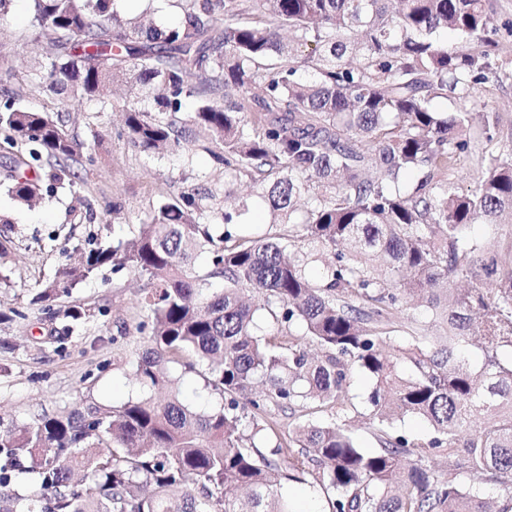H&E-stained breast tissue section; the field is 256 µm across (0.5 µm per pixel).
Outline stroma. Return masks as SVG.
I'll use <instances>...</instances> for the list:
<instances>
[{
	"label": "stroma",
	"mask_w": 512,
	"mask_h": 512,
	"mask_svg": "<svg viewBox=\"0 0 512 512\" xmlns=\"http://www.w3.org/2000/svg\"><path fill=\"white\" fill-rule=\"evenodd\" d=\"M488 6L501 77L477 85L475 97L501 116L502 132L492 150L512 154V0H488ZM32 11L33 0H14L9 19L0 24V67L10 71L0 77V99L9 95L33 110L63 112L68 129L85 149L83 158L72 166L76 183L43 194L30 206L9 194L6 179L10 172H25L26 151L0 149V243L7 247L4 262L12 270L10 286L0 288V308L20 312L0 324V421L7 424L90 398L117 406L135 395L138 386L129 362L143 349L136 330L142 320L143 278L107 270L48 309L31 304V295L58 268L77 261L75 245L124 236L129 224L183 178H193L205 188L224 187V176L214 170L204 141L189 143L176 154L145 156L133 149L123 132L119 116L123 99L61 102L33 80V73L47 63L50 47L31 35ZM85 199L93 204L96 221L86 219L81 205ZM116 204L123 218L119 224L112 220ZM75 303L93 308L95 316L75 327L64 350H56L47 340L49 330L66 325L64 313ZM370 387L363 372L351 371L354 406L347 425L368 450L378 446L365 403Z\"/></svg>",
	"instance_id": "1"
}]
</instances>
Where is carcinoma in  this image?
<instances>
[{
	"label": "carcinoma",
	"mask_w": 512,
	"mask_h": 512,
	"mask_svg": "<svg viewBox=\"0 0 512 512\" xmlns=\"http://www.w3.org/2000/svg\"><path fill=\"white\" fill-rule=\"evenodd\" d=\"M33 2L32 32L52 49L47 90L91 99L125 86L124 130L146 155L204 133L225 206L197 188L169 193L126 238L82 249L41 283L32 302L49 304L106 268L134 272L151 328L137 326V395L0 430V512H292L281 480L299 475L335 493L333 512H491L464 472L501 488L496 512H512V229L489 245L467 235L512 224V154L485 150L499 113L475 126L467 109L499 77L487 0H175L168 25L125 17L124 0ZM448 99L456 111L437 108ZM22 147L42 174L11 177L9 192L30 204L76 177L67 161L84 143L60 114L1 99L0 148ZM474 153L479 175L460 192L448 174ZM244 183L271 226L297 224L301 239L250 233ZM409 306L428 308L439 334L391 347ZM261 311L315 351L266 341ZM187 353L184 368L219 398L208 410L170 373ZM353 366L372 380L371 451L342 420ZM269 403L332 417L297 420L288 446L262 420L241 432L246 406ZM409 414L431 423L429 441L394 432ZM437 448L446 475L425 464Z\"/></svg>",
	"instance_id": "carcinoma-1"
}]
</instances>
